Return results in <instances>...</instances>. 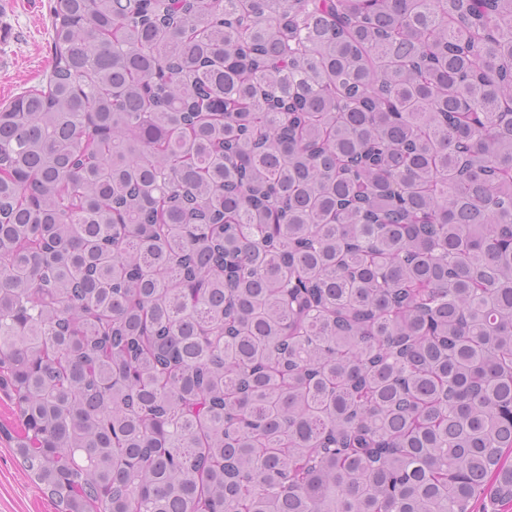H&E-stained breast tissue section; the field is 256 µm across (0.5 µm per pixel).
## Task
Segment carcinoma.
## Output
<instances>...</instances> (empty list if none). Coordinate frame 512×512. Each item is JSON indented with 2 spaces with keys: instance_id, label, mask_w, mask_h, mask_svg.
I'll use <instances>...</instances> for the list:
<instances>
[{
  "instance_id": "obj_1",
  "label": "carcinoma",
  "mask_w": 512,
  "mask_h": 512,
  "mask_svg": "<svg viewBox=\"0 0 512 512\" xmlns=\"http://www.w3.org/2000/svg\"><path fill=\"white\" fill-rule=\"evenodd\" d=\"M49 8L0 386L57 512L512 502V0Z\"/></svg>"
}]
</instances>
